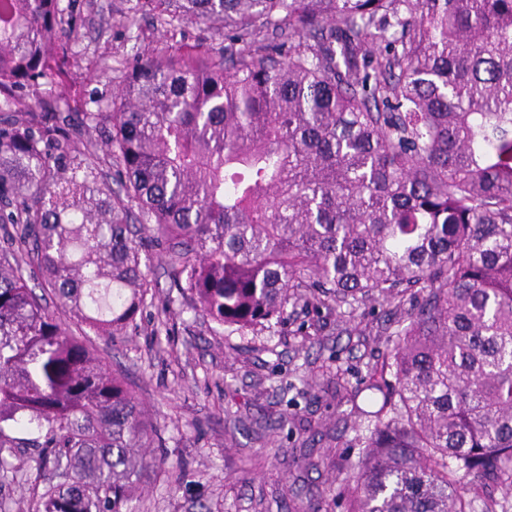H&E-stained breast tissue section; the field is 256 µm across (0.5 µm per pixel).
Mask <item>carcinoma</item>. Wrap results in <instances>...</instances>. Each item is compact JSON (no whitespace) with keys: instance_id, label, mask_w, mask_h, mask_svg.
<instances>
[{"instance_id":"1","label":"carcinoma","mask_w":512,"mask_h":512,"mask_svg":"<svg viewBox=\"0 0 512 512\" xmlns=\"http://www.w3.org/2000/svg\"><path fill=\"white\" fill-rule=\"evenodd\" d=\"M142 7L229 45L135 57L73 128L41 88L70 64L74 0H0V449L68 471L18 512H124L164 463L90 341L136 325L145 241L235 331L335 305L350 336L357 308L391 307L361 387L322 367L361 449L345 512H509L512 0Z\"/></svg>"}]
</instances>
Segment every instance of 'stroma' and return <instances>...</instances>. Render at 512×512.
Segmentation results:
<instances>
[{"mask_svg":"<svg viewBox=\"0 0 512 512\" xmlns=\"http://www.w3.org/2000/svg\"><path fill=\"white\" fill-rule=\"evenodd\" d=\"M83 24L73 43L69 78L46 85V96L69 101L76 91L112 98L123 84L122 67L135 53L170 40L224 48L223 31L185 21L170 26L151 16L129 25L137 0H77ZM152 273L161 295L136 317L128 342L95 344L111 369L121 372L162 425L167 454L162 471L146 476L127 512H307L311 499L335 489L341 466L356 462L352 432L336 414L326 392L300 400L302 429L279 427L287 399L278 387L295 379L304 360L336 357L352 379L367 374L380 343L377 323L385 306L366 304L358 313L365 335L336 330L337 310H287L281 323L238 332L195 312L188 296L170 290L158 249H150ZM315 465L291 462L300 435ZM16 448L20 471L0 470V512H14L19 499L43 492L46 482L30 458Z\"/></svg>","mask_w":512,"mask_h":512,"instance_id":"stroma-1","label":"stroma"}]
</instances>
